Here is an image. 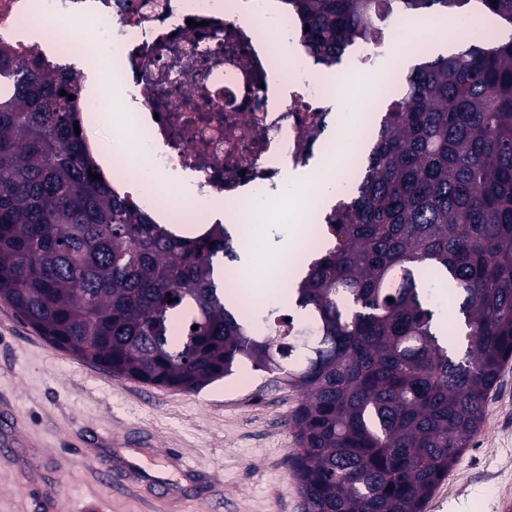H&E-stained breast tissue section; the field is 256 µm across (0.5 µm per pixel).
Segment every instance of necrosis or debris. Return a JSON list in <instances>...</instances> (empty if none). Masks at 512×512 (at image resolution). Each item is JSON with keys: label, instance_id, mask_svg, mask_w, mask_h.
<instances>
[{"label": "necrosis or debris", "instance_id": "obj_1", "mask_svg": "<svg viewBox=\"0 0 512 512\" xmlns=\"http://www.w3.org/2000/svg\"><path fill=\"white\" fill-rule=\"evenodd\" d=\"M184 0H0V47L18 65L38 59L54 78L88 79L98 52L112 60L115 79L139 102L127 132L137 162H113L105 173L155 222L186 229L211 218L208 203L224 202V221L239 223L260 193L277 190L286 172L322 161V124L335 97L319 63L296 42L277 53L279 32L299 20L280 6L273 26L242 15L246 0H214L187 9ZM108 21L105 40L92 26ZM395 51L388 16L363 40L351 66L371 70ZM191 175L192 194L160 201L145 169Z\"/></svg>", "mask_w": 512, "mask_h": 512}]
</instances>
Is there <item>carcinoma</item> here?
<instances>
[{"label": "carcinoma", "instance_id": "1", "mask_svg": "<svg viewBox=\"0 0 512 512\" xmlns=\"http://www.w3.org/2000/svg\"><path fill=\"white\" fill-rule=\"evenodd\" d=\"M474 1L512 26V0H392L402 14ZM285 2L331 68L382 0ZM13 71L1 49L0 78ZM70 95L36 61L0 92V298L117 377L194 392L244 360L277 375L304 395L291 424L305 512H424L512 360V37L411 68L315 228L330 246L291 272L300 326L230 304L239 255L224 225L177 233L89 176ZM436 288L456 303L448 328Z\"/></svg>", "mask_w": 512, "mask_h": 512}]
</instances>
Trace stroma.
Here are the masks:
<instances>
[{
    "label": "stroma",
    "mask_w": 512,
    "mask_h": 512,
    "mask_svg": "<svg viewBox=\"0 0 512 512\" xmlns=\"http://www.w3.org/2000/svg\"><path fill=\"white\" fill-rule=\"evenodd\" d=\"M370 74L350 70L341 95L374 101V87L403 93L417 62ZM302 395L240 363L197 392L113 376L51 347L0 299V512H305L291 467L292 411ZM137 484L105 483L98 461ZM512 501V362L490 396L483 426L424 512H502Z\"/></svg>",
    "instance_id": "obj_1"
}]
</instances>
